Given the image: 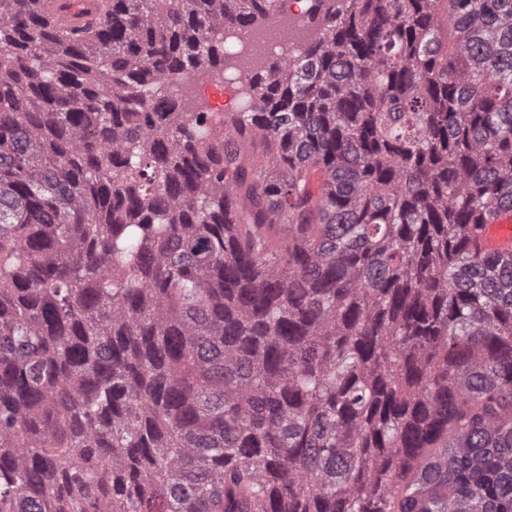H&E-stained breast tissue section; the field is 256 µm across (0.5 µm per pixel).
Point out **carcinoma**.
<instances>
[{
    "label": "carcinoma",
    "instance_id": "1",
    "mask_svg": "<svg viewBox=\"0 0 512 512\" xmlns=\"http://www.w3.org/2000/svg\"><path fill=\"white\" fill-rule=\"evenodd\" d=\"M279 2L0 0V512H512V0ZM72 5L65 7V0H45L44 13L61 21L71 20L79 23L80 27L95 26L101 17L100 11L92 8L88 12L79 11L76 1H70ZM302 46L296 42L285 40H272L254 55L262 58H295L299 55ZM242 85H244V75L225 74L224 80L217 79L192 85L191 92L180 82H174L171 87L179 99L187 97L186 94H191L212 100V111L222 114L225 107L236 112L246 111V103L239 95ZM485 246L502 256L512 253V213L494 212L487 221Z\"/></svg>",
    "mask_w": 512,
    "mask_h": 512
}]
</instances>
